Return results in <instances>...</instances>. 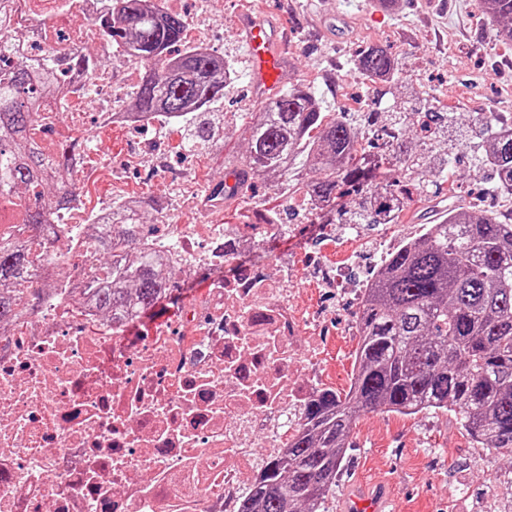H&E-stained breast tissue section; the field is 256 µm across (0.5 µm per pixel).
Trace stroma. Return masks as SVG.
Masks as SVG:
<instances>
[{"instance_id":"stroma-1","label":"stroma","mask_w":512,"mask_h":512,"mask_svg":"<svg viewBox=\"0 0 512 512\" xmlns=\"http://www.w3.org/2000/svg\"><path fill=\"white\" fill-rule=\"evenodd\" d=\"M245 11L264 13L287 30L289 65L282 84L314 87L325 112H362L374 103L373 85L356 69L355 60L375 44L396 59L401 79L419 94L454 105L464 117L492 112L500 125H512V43L500 41L495 26L483 19L480 0H446L441 7L431 0H396L390 7L383 0H215L224 53L243 70L249 64L236 18ZM259 105L251 86L227 89L224 146L191 164L199 186L216 181L227 164L243 162L245 117ZM255 202L268 214L288 207L287 199L268 187L255 197L225 203V223H245ZM314 234L312 225L299 224L264 250L266 261L291 267L293 285L309 307L324 302L326 295L306 251L351 264L360 279L371 275L376 261L373 227L340 248ZM348 441L346 463L326 512H341L353 483L381 475L391 482L394 512H484L494 492L503 512H512V488L491 490L487 479L492 470L512 472V458L476 447L454 414L363 413Z\"/></svg>"}]
</instances>
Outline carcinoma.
Here are the masks:
<instances>
[{"mask_svg": "<svg viewBox=\"0 0 512 512\" xmlns=\"http://www.w3.org/2000/svg\"><path fill=\"white\" fill-rule=\"evenodd\" d=\"M497 36L512 42V0H481ZM100 41L129 46L144 72L132 109L164 112L182 128L186 148L212 151L224 144V70L233 66L186 40L185 19L144 7L143 0H108L97 20ZM11 8L0 5V323L32 309V288L42 265L41 231L72 201L71 145L53 147L44 113L62 91V74L95 70L105 56L76 44L48 48L42 59L9 39ZM358 69L392 107L355 118L322 112L316 91L291 86L249 119L248 151L234 172L236 184L211 191L226 199L273 174L285 181L307 168L305 182L314 224H393L414 197L426 193L419 175L448 174L453 154L439 149L454 110L435 97L411 92L398 63L380 46L357 57ZM477 173L489 172L512 194V128L496 127L489 112L479 120ZM121 225L89 237L99 255V308L122 320L131 311L149 317L178 285L158 262L138 253L149 234L144 217L123 209ZM22 224L29 236L13 234ZM429 235L393 251L376 272L359 311L356 373L348 390L325 389L309 402L288 454L271 462L239 504L238 512H323L336 487L352 424L362 412L415 415L451 411L488 450L512 453V214L462 200L451 202Z\"/></svg>", "mask_w": 512, "mask_h": 512, "instance_id": "cac0c4a2", "label": "carcinoma"}]
</instances>
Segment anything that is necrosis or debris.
<instances>
[{
	"instance_id": "1",
	"label": "necrosis or debris",
	"mask_w": 512,
	"mask_h": 512,
	"mask_svg": "<svg viewBox=\"0 0 512 512\" xmlns=\"http://www.w3.org/2000/svg\"><path fill=\"white\" fill-rule=\"evenodd\" d=\"M12 6L14 27L41 58L57 44L55 16L33 18L29 0ZM139 66L119 49L111 66L73 73L51 102L71 128L122 127L140 138L127 157L86 173L71 224L47 233L35 282L44 302L0 325V512H236L326 387L332 310L300 313L287 266L240 263L284 225L217 223L223 199L196 195L190 170L171 163L169 120L128 108ZM130 166L168 186L143 254L178 281L209 277L206 294L185 295L170 319L136 313L115 323L81 293L94 275L87 234L112 221V198L94 185L121 183ZM189 208L194 221L175 223ZM310 264L329 296L365 299L367 285L352 283L348 267L315 256ZM63 266L72 278L57 277Z\"/></svg>"
}]
</instances>
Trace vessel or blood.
I'll list each match as a JSON object with an SVG mask.
<instances>
[{"label":"vessel or blood","instance_id":"obj_1","mask_svg":"<svg viewBox=\"0 0 512 512\" xmlns=\"http://www.w3.org/2000/svg\"><path fill=\"white\" fill-rule=\"evenodd\" d=\"M237 28L250 61L254 91L264 100L275 99L281 90V74L287 66L284 32L275 22L250 12L239 16ZM390 501L389 488L384 482L357 484L351 489L344 512H385Z\"/></svg>","mask_w":512,"mask_h":512}]
</instances>
